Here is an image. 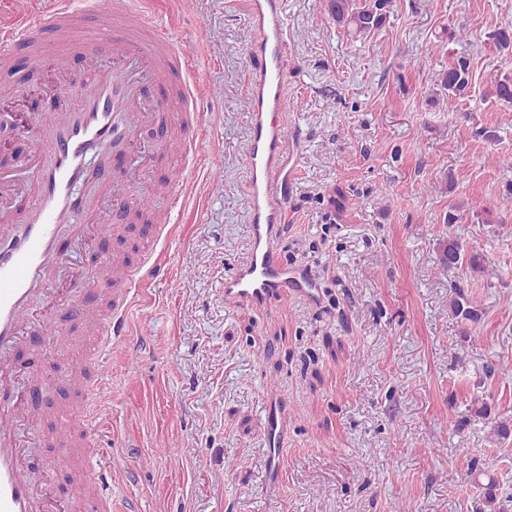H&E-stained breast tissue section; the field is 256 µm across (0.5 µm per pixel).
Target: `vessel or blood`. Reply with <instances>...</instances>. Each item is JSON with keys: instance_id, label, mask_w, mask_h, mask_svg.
Instances as JSON below:
<instances>
[{"instance_id": "obj_1", "label": "vessel or blood", "mask_w": 512, "mask_h": 512, "mask_svg": "<svg viewBox=\"0 0 512 512\" xmlns=\"http://www.w3.org/2000/svg\"><path fill=\"white\" fill-rule=\"evenodd\" d=\"M256 37L247 48L254 64L250 84L249 249L245 261L224 280V296L262 306L293 293L314 298L316 287L304 270L283 263L278 243L288 216V188L295 160L288 152L280 116L284 110L286 77L281 59L288 45L285 0H250ZM88 10L71 0H53L42 24L73 31L69 52L82 55L94 89L81 94L68 111L55 114L34 132L30 176L19 182L12 167L0 165V214L19 212L20 225H0V379L12 376L16 396L0 392V512H40L42 489L52 479L41 473L27 450L34 436L32 413L18 395L37 380L31 370L17 371L13 351L34 333L54 343L66 325L54 316L84 295L73 285L52 297L48 308L28 312L31 296L45 291L61 260L59 236L69 227L82 237L80 218L91 216L78 185L91 176L89 162L103 145H111L114 169L104 205L115 211L134 208L135 195L153 177L154 150L147 137L158 126L183 121L199 111L205 97L200 77L178 54L166 25L148 8L147 0H112V43L104 45L86 19ZM39 28L21 23L0 33V67L8 66L17 45L39 44ZM166 86L178 93L149 96L150 88ZM154 237L140 245V261L132 264L119 254L102 259L96 277L103 283L99 336L87 384L98 383L96 370L108 364L112 350L129 334L130 316L140 301V288L151 271V257L167 247L173 232L170 218H161ZM87 512H112V467L101 466L91 478Z\"/></svg>"}]
</instances>
